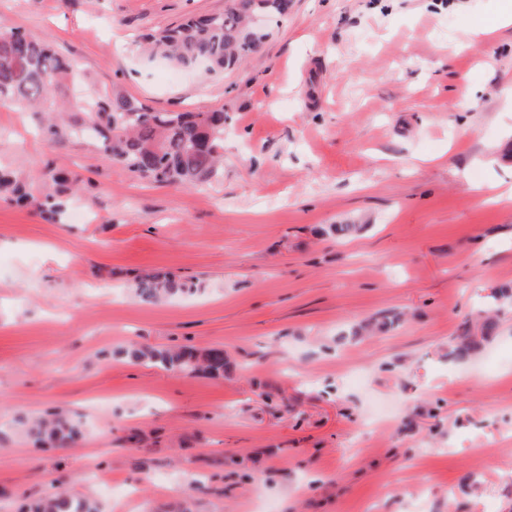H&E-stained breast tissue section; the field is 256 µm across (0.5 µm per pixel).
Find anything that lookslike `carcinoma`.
<instances>
[{
  "instance_id": "cac0c4a2",
  "label": "carcinoma",
  "mask_w": 512,
  "mask_h": 512,
  "mask_svg": "<svg viewBox=\"0 0 512 512\" xmlns=\"http://www.w3.org/2000/svg\"><path fill=\"white\" fill-rule=\"evenodd\" d=\"M225 0L224 11L193 16L182 24L141 35L149 57H161L177 67L202 65L210 75L224 73L247 56L263 51L272 35L250 24L253 13L261 10L271 20L288 15L292 0ZM72 61L61 54L49 38H36L18 29L0 28V103H16L32 112L46 113L40 130L54 141L74 139L85 131L103 151L132 175L152 183L176 187H197L210 183L223 171L224 111L157 112L114 88L94 90L70 110L65 101ZM56 185L43 197L41 213L64 220L74 188L54 168L48 167L36 179H25L0 168V201L21 204L33 197L40 184ZM141 301L156 303L189 289L159 273H145L133 285ZM496 309L479 316L480 334L469 322L461 325L456 342L448 352L454 359H465L478 352L483 342L497 335L503 310L512 306V293H493ZM134 360H149L166 368L224 375V348H210L197 355L191 350L156 352L130 351ZM19 425L36 440L61 447L81 436L79 423L62 414L51 419ZM33 512H99L89 498H75L57 492L36 504Z\"/></svg>"
}]
</instances>
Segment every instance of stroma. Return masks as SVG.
<instances>
[{
	"instance_id": "35a3bbf8",
	"label": "stroma",
	"mask_w": 512,
	"mask_h": 512,
	"mask_svg": "<svg viewBox=\"0 0 512 512\" xmlns=\"http://www.w3.org/2000/svg\"><path fill=\"white\" fill-rule=\"evenodd\" d=\"M512 0H293L262 54L212 78L139 34L224 0H0L74 87L156 111L223 109L222 176L138 179L0 105V165L80 182L92 221L0 202V512L65 487L101 512H512V311L464 362L462 321L512 288ZM153 269L195 292L130 290ZM223 347L213 378L131 346ZM392 411L366 428L370 408ZM76 413L39 449L17 425Z\"/></svg>"
}]
</instances>
